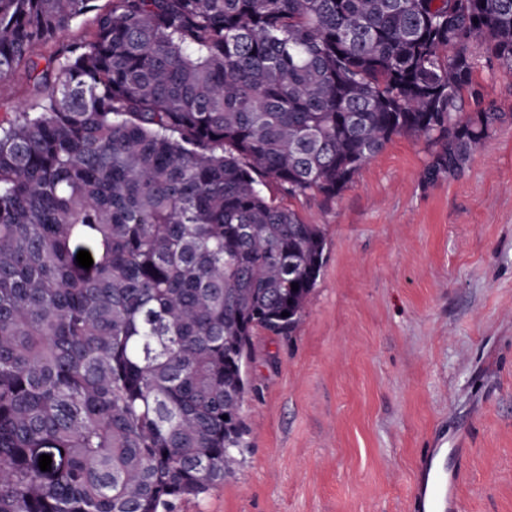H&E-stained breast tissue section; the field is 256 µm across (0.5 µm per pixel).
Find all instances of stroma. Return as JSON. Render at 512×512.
I'll return each mask as SVG.
<instances>
[{
	"label": "stroma",
	"instance_id": "stroma-1",
	"mask_svg": "<svg viewBox=\"0 0 512 512\" xmlns=\"http://www.w3.org/2000/svg\"><path fill=\"white\" fill-rule=\"evenodd\" d=\"M469 52L501 119L460 175L428 182L401 134L336 197L265 180L325 262L297 327L254 341L236 475L173 512H414L431 448L463 512H512V71Z\"/></svg>",
	"mask_w": 512,
	"mask_h": 512
}]
</instances>
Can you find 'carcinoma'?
<instances>
[{"label": "carcinoma", "instance_id": "1", "mask_svg": "<svg viewBox=\"0 0 512 512\" xmlns=\"http://www.w3.org/2000/svg\"><path fill=\"white\" fill-rule=\"evenodd\" d=\"M472 43L512 70V0H0L33 99L0 120V512L232 477L253 338L296 327L326 249L261 185L334 198L397 134L462 173L500 119Z\"/></svg>", "mask_w": 512, "mask_h": 512}]
</instances>
